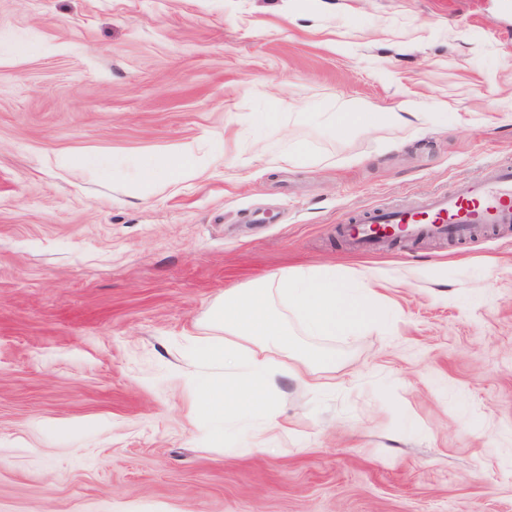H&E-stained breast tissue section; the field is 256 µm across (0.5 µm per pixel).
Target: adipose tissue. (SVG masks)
Returning a JSON list of instances; mask_svg holds the SVG:
<instances>
[{
	"label": "adipose tissue",
	"instance_id": "obj_1",
	"mask_svg": "<svg viewBox=\"0 0 512 512\" xmlns=\"http://www.w3.org/2000/svg\"><path fill=\"white\" fill-rule=\"evenodd\" d=\"M418 108L417 102L407 101L389 112H373L367 105L346 100L325 123L333 129L342 120L360 131L380 129L407 124L409 118L417 117ZM203 164L197 145L188 142L161 156L153 168L191 178L202 171ZM279 298L295 310L310 336H333L356 325L383 321L390 314L370 289L349 287L329 272L278 271L266 283L227 290L206 317L208 328L224 334V342L202 343L195 350L201 363L225 368L226 373L215 377L197 372L185 380L196 412L206 415L216 431L258 413L267 428L280 427L273 401L277 378H296L315 393L321 384L309 376L308 367L331 370L336 366L335 355L292 344L288 321L275 307Z\"/></svg>",
	"mask_w": 512,
	"mask_h": 512
}]
</instances>
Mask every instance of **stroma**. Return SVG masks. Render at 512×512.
Returning <instances> with one entry per match:
<instances>
[{
  "instance_id": "35a3bbf8",
  "label": "stroma",
  "mask_w": 512,
  "mask_h": 512,
  "mask_svg": "<svg viewBox=\"0 0 512 512\" xmlns=\"http://www.w3.org/2000/svg\"><path fill=\"white\" fill-rule=\"evenodd\" d=\"M348 99L430 120L318 123ZM508 163L512 0H0V512H512V230L336 232ZM287 268L392 316L310 338L336 369L278 378L288 433L216 441L180 382L204 314ZM203 164L204 157L199 155L197 145L188 142L161 156L149 171H164L179 177L191 178L203 170Z\"/></svg>"
}]
</instances>
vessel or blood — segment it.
Returning <instances> with one entry per match:
<instances>
[{
    "mask_svg": "<svg viewBox=\"0 0 512 512\" xmlns=\"http://www.w3.org/2000/svg\"><path fill=\"white\" fill-rule=\"evenodd\" d=\"M512 225V167H498L464 193L438 192L414 206L373 207L339 228L349 244L361 251L381 240L418 242L448 238L465 240L477 229Z\"/></svg>",
    "mask_w": 512,
    "mask_h": 512,
    "instance_id": "b4317fda",
    "label": "vessel or blood"
}]
</instances>
